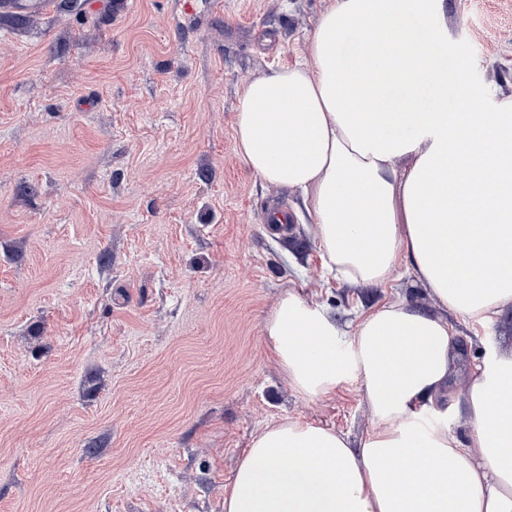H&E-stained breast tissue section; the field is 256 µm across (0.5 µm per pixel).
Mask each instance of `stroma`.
<instances>
[{"label": "stroma", "instance_id": "35a3bbf8", "mask_svg": "<svg viewBox=\"0 0 512 512\" xmlns=\"http://www.w3.org/2000/svg\"><path fill=\"white\" fill-rule=\"evenodd\" d=\"M332 0H53L0 13V512H224L244 451L283 420L359 445L360 383L299 395L263 323L287 291L351 328L403 280L329 273L295 191L258 180L245 83L306 56ZM448 47L512 99V0H448ZM453 377L512 352V307L454 314Z\"/></svg>", "mask_w": 512, "mask_h": 512}]
</instances>
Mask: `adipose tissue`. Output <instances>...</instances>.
Here are the masks:
<instances>
[{"label":"adipose tissue","instance_id":"obj_1","mask_svg":"<svg viewBox=\"0 0 512 512\" xmlns=\"http://www.w3.org/2000/svg\"><path fill=\"white\" fill-rule=\"evenodd\" d=\"M445 7L332 0L308 61L244 85L234 133L259 180L300 191L329 269L408 280L483 323L512 305V100L483 106ZM264 332L304 397L355 377L373 426L357 448L312 424L267 428L224 512H512V353L475 371L461 437L442 407L458 338L444 317L398 301L346 332L287 292Z\"/></svg>","mask_w":512,"mask_h":512}]
</instances>
